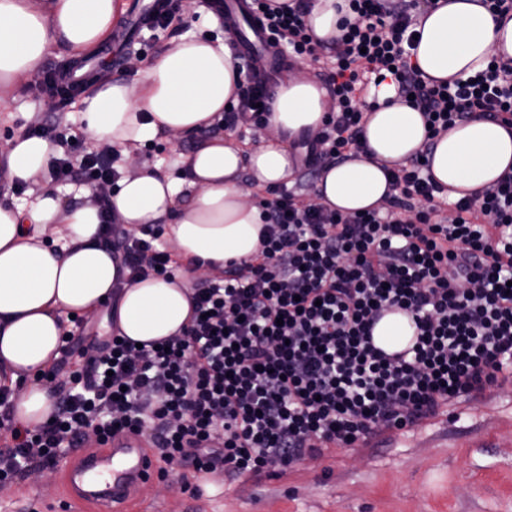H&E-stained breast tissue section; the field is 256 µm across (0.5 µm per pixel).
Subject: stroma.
<instances>
[{"mask_svg":"<svg viewBox=\"0 0 512 512\" xmlns=\"http://www.w3.org/2000/svg\"><path fill=\"white\" fill-rule=\"evenodd\" d=\"M204 15L200 0H182L169 28L142 30L138 43L120 47L123 65L113 66L111 55L101 52L88 60L104 77L133 80L179 38L223 34L221 26H203ZM55 110L40 78L23 81L0 107V141ZM192 147V140L161 136L139 147L138 156L177 177L179 159ZM63 479V472H45L0 492V512L54 503ZM180 484L173 470L166 480L146 485L134 512H512V383L483 400L457 403L452 414L411 431L366 448L331 450L280 475L227 478L198 498L183 493Z\"/></svg>","mask_w":512,"mask_h":512,"instance_id":"1","label":"stroma"}]
</instances>
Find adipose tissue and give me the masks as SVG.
Listing matches in <instances>:
<instances>
[{
	"instance_id": "adipose-tissue-1",
	"label": "adipose tissue",
	"mask_w": 512,
	"mask_h": 512,
	"mask_svg": "<svg viewBox=\"0 0 512 512\" xmlns=\"http://www.w3.org/2000/svg\"><path fill=\"white\" fill-rule=\"evenodd\" d=\"M117 10V0H0V87L34 77L54 48L75 58L90 54L111 37ZM349 15L348 0H310L307 23L316 38L331 41ZM416 30L412 60L426 81L466 78L486 70L494 56L512 58V19L497 22L481 0H436L420 12ZM244 79L223 37H184L134 81H105L82 100L84 133L111 143L127 169L107 200L114 222L163 225L174 253L197 263L169 280L150 276L114 294L119 261L97 237L99 208L68 204L42 185L60 147L18 136L0 154L9 182L40 187L19 204L0 195V383L15 392L19 428L38 427L55 409L53 394L36 377L58 360L70 316L106 307L118 335L137 343L165 339L193 315L196 270L217 273L226 261L257 252L261 208L240 170L249 167L264 186L288 183L298 164L293 144L321 129L329 100L303 68L290 71L271 101L269 136L245 154L213 129ZM393 96L392 86L380 87L364 129L365 152L329 167L317 181V195L341 213L377 206L389 192L387 169L408 164L426 140L420 111ZM160 135L200 136L182 159L183 177L135 157V146ZM429 164L449 199L479 192L512 171V129L482 118L455 125L439 138ZM414 333L409 315L390 312L376 324L373 341L394 352Z\"/></svg>"
}]
</instances>
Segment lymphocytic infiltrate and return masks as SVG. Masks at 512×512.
Returning <instances> with one entry per match:
<instances>
[{
	"instance_id": "f902f5d3",
	"label": "lymphocytic infiltrate",
	"mask_w": 512,
	"mask_h": 512,
	"mask_svg": "<svg viewBox=\"0 0 512 512\" xmlns=\"http://www.w3.org/2000/svg\"><path fill=\"white\" fill-rule=\"evenodd\" d=\"M256 2L275 45L322 58L318 77L332 105L321 131L302 141L312 177L362 149L367 94L386 82L422 112L426 143L393 172L383 212L343 215L273 187L258 251L196 284L182 333L142 347L112 334L81 349L66 332L46 377L56 397L49 421L16 429L11 392L0 388V430L10 438L0 488L56 469L63 453L84 449L93 423L97 445L129 433L163 464L189 470L183 486L197 497L201 483L224 476L257 478L333 448L368 446L512 380V173L452 203L424 163L441 133L473 116L512 126V59L431 85L412 61L414 18L431 0H349L353 22L321 47L305 22L309 0ZM270 99L244 83L222 129H265ZM113 163L104 142L77 166L55 158L53 175L111 184ZM159 236L110 222L104 241L131 278L170 276L181 262L157 247ZM387 308L416 328L413 345L395 356L371 340Z\"/></svg>"
}]
</instances>
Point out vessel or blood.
<instances>
[{
    "label": "vessel or blood",
    "mask_w": 512,
    "mask_h": 512,
    "mask_svg": "<svg viewBox=\"0 0 512 512\" xmlns=\"http://www.w3.org/2000/svg\"><path fill=\"white\" fill-rule=\"evenodd\" d=\"M164 8V0H155L150 11L130 17L116 31V38H128L132 30L149 26L152 14ZM223 19L235 46L241 47L252 62L253 80L271 85L277 72L276 50L268 44L249 0H225ZM158 471L156 457L139 437L117 435L109 448L84 453L69 469L66 481L73 492L70 512H122L131 490L149 483Z\"/></svg>",
    "instance_id": "vessel-or-blood-1"
}]
</instances>
